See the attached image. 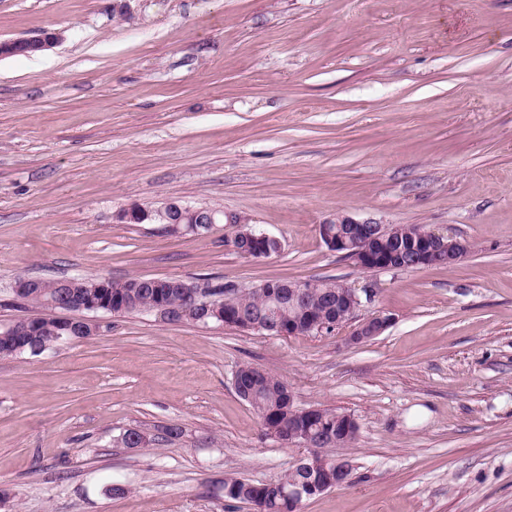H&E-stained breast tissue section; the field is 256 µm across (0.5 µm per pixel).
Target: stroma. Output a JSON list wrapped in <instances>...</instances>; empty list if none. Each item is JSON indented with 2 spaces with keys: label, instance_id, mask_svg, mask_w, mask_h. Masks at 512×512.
Instances as JSON below:
<instances>
[{
  "label": "stroma",
  "instance_id": "stroma-1",
  "mask_svg": "<svg viewBox=\"0 0 512 512\" xmlns=\"http://www.w3.org/2000/svg\"><path fill=\"white\" fill-rule=\"evenodd\" d=\"M0 326L35 316L10 283L178 276L252 287L333 279L377 292L357 318L265 336L154 314L0 358V512H250L301 449L261 431L232 375L281 377L297 406L349 413L350 485L300 512H512V0H0ZM220 208L235 225L122 224L136 204ZM349 217L473 244L453 267L359 270L322 241ZM182 431L163 440L166 428ZM135 428L155 437L127 448ZM60 39V35L55 32L45 33L38 38L34 39H17V40H8V41H0V56H11L15 55H28L25 53H18L16 49V44L20 45L24 48L25 51H44L52 48L56 43H58ZM13 55V56H15ZM233 240H238L243 244L242 248L235 249L238 254L245 258L260 259L268 258L274 253L267 249V244L276 241L279 244V249L275 251L278 253L281 249L280 241L264 232L256 231L247 225H240L239 229L235 232ZM389 321L390 316L380 311L359 319L357 324L351 329L347 342L351 345L368 343L386 330ZM243 479L228 477V483L233 485L231 496L224 497L227 500L239 501L249 505L253 512H271L269 505L272 497L275 495V486L272 482L261 490L247 491L244 496H241L243 488Z\"/></svg>",
  "mask_w": 512,
  "mask_h": 512
}]
</instances>
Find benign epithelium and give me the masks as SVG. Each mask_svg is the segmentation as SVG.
Instances as JSON below:
<instances>
[{"instance_id": "benign-epithelium-1", "label": "benign epithelium", "mask_w": 512, "mask_h": 512, "mask_svg": "<svg viewBox=\"0 0 512 512\" xmlns=\"http://www.w3.org/2000/svg\"><path fill=\"white\" fill-rule=\"evenodd\" d=\"M60 35L55 32L45 33L34 39H17L0 41V56H11L17 53L16 46L26 51L36 52L52 48L58 43ZM201 209L172 201L160 209H146L131 206L120 210L115 220L122 224H141L145 221H167L171 232L181 230L197 232L198 218ZM401 227L366 220L357 221L350 218H338L325 221L319 225V234L325 245L332 251L351 255V261L362 271L402 270L434 266L436 264L452 267L458 264L470 251V246L457 238L434 229L419 230L415 235L402 240ZM233 239L243 244L236 252L245 258L260 259L272 255L267 244L274 237L256 231L247 225L239 226ZM34 280L20 276L10 285V292L17 300L29 297ZM321 287L317 280L297 281L266 290L267 302L274 312L292 302H305L309 296ZM241 294V286L227 284L220 289L208 281H191L183 285L184 302L193 308L203 307L204 315L197 324L207 326L218 324L231 326L242 331L276 333L278 336H300L314 333H330L348 324H353L347 342L361 345L374 340L387 328L390 317L377 311L365 318L355 320V313L363 303H372L375 290L372 288H353L347 284H339L336 288V311L325 317H316L307 311L304 322L293 321L288 329L272 325L268 321L264 326L250 321L244 316H231L228 306ZM103 311L112 312V301L105 297L90 295L78 302L68 298L57 303L55 317L62 323L63 335L59 336L56 345L60 346L78 340L80 336H96L102 328L101 322L89 317V314ZM271 438L282 445L302 448L305 453L299 457L296 466L303 467L310 479L300 483L295 480L280 482L281 495L299 507L303 498L311 499L327 491L342 486L346 475L354 471V464L347 456H333L327 448L315 445L310 436L298 432L293 435H271Z\"/></svg>"}]
</instances>
